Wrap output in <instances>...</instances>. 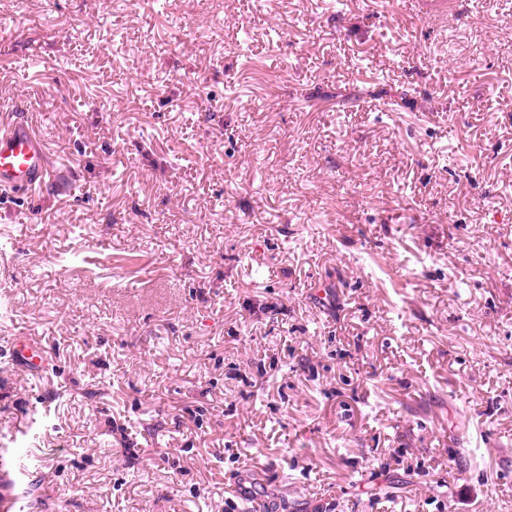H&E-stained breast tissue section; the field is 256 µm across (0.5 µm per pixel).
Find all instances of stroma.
<instances>
[{"label":"stroma","mask_w":512,"mask_h":512,"mask_svg":"<svg viewBox=\"0 0 512 512\" xmlns=\"http://www.w3.org/2000/svg\"><path fill=\"white\" fill-rule=\"evenodd\" d=\"M510 33L512 0H0V113L57 170L0 193L13 512H512ZM11 358L14 363L32 372H40L46 367V360L41 351L27 338L15 343Z\"/></svg>","instance_id":"35a3bbf8"}]
</instances>
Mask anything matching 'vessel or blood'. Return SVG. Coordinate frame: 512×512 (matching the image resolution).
<instances>
[{
	"label": "vessel or blood",
	"mask_w": 512,
	"mask_h": 512,
	"mask_svg": "<svg viewBox=\"0 0 512 512\" xmlns=\"http://www.w3.org/2000/svg\"><path fill=\"white\" fill-rule=\"evenodd\" d=\"M52 176L47 147L29 127L15 121L0 128V188L35 191ZM14 363L32 371H42L46 361L31 340L15 343Z\"/></svg>",
	"instance_id": "vessel-or-blood-1"
}]
</instances>
